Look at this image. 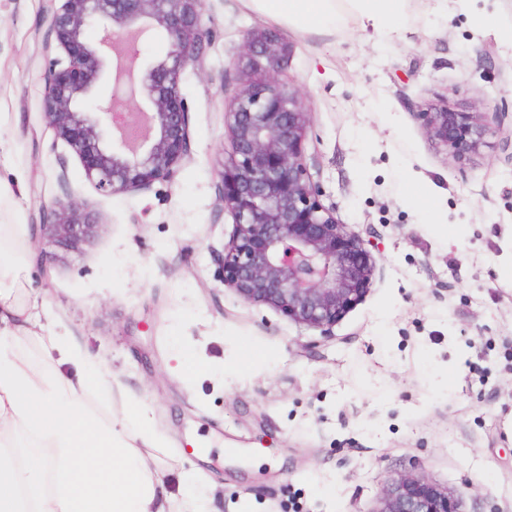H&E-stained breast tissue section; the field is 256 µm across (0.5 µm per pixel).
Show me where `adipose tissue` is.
<instances>
[{
  "label": "adipose tissue",
  "mask_w": 512,
  "mask_h": 512,
  "mask_svg": "<svg viewBox=\"0 0 512 512\" xmlns=\"http://www.w3.org/2000/svg\"><path fill=\"white\" fill-rule=\"evenodd\" d=\"M406 0H248L302 28L350 14L374 27ZM23 245L0 242V512H198L163 488L148 450L162 447L144 408L122 399L115 420L93 407L102 373L78 345L39 325ZM37 348L31 359L28 348Z\"/></svg>",
  "instance_id": "adipose-tissue-1"
}]
</instances>
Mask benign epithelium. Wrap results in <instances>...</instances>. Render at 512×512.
Returning a JSON list of instances; mask_svg holds the SVG:
<instances>
[{
  "label": "benign epithelium",
  "mask_w": 512,
  "mask_h": 512,
  "mask_svg": "<svg viewBox=\"0 0 512 512\" xmlns=\"http://www.w3.org/2000/svg\"><path fill=\"white\" fill-rule=\"evenodd\" d=\"M204 0H59L52 6L42 114L56 139L78 157L86 180L112 196L174 182L190 155V110L180 91L184 70L200 63L207 36ZM100 27L96 43L86 31ZM138 29L158 34L165 57L141 67ZM290 44L266 29L247 31L232 56L241 74L224 106L230 150L219 172L217 200L232 218L224 244L223 282L243 300L327 330L360 301L376 269L375 246L325 205L305 160L310 116L297 87L280 79ZM109 73L110 95L92 111L81 106ZM145 99L147 113L127 108ZM429 138L448 158H471L496 133L497 113L446 105L421 113ZM62 195L42 208L46 238L76 250L96 223L57 175ZM378 512H459L424 478L392 482Z\"/></svg>",
  "instance_id": "7a95c632"
}]
</instances>
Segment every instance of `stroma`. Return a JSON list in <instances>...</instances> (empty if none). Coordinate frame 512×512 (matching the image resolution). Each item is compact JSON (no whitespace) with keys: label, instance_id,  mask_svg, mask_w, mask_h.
Instances as JSON below:
<instances>
[{"label":"stroma","instance_id":"obj_1","mask_svg":"<svg viewBox=\"0 0 512 512\" xmlns=\"http://www.w3.org/2000/svg\"><path fill=\"white\" fill-rule=\"evenodd\" d=\"M205 4L202 64L180 81L189 159L172 183L103 196L42 117L49 0H0V225L25 230L42 318L147 410L166 493L204 512H378L405 475L460 512H512V48L479 22L512 25V0H407L397 36ZM251 28L291 42L280 78L311 114L323 202L379 247L365 297L326 333L222 281L224 103ZM444 103L499 115L468 161L423 126ZM63 168L99 226L76 251L38 227ZM179 351L220 375L172 371Z\"/></svg>","mask_w":512,"mask_h":512}]
</instances>
